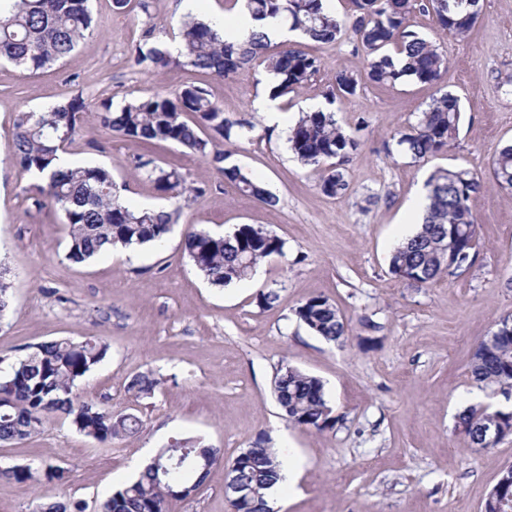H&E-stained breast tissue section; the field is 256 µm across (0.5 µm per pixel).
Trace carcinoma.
Here are the masks:
<instances>
[{"label": "carcinoma", "instance_id": "1", "mask_svg": "<svg viewBox=\"0 0 512 512\" xmlns=\"http://www.w3.org/2000/svg\"><path fill=\"white\" fill-rule=\"evenodd\" d=\"M89 0H0V62H9L24 72L63 62L92 29ZM326 0H245L256 20L280 16L293 31L317 43L336 42L352 31L358 45L370 57L366 79L395 85L403 80L436 85L448 69L447 57L429 39L410 29L415 12L435 19L439 30L467 35L481 15V0H351L353 13L339 17L329 11ZM171 40L179 41L178 56L168 42L147 30L135 47L134 64L148 72H160L182 62L199 71L228 78L260 62L280 76L271 87L274 99L298 93L317 73L319 59L300 43L286 44L271 52L263 32L249 30L241 40L226 42L211 25L199 18L179 21ZM358 74L339 70L329 103L336 97L357 94ZM89 109L77 95L43 112H21L14 123L13 160L19 169L36 177L25 188L27 199L39 209L56 207L68 229L66 260L80 265L110 247L142 246L161 242L179 222L180 208H138L117 194L112 172L98 165L57 166L58 153L76 142ZM101 126L131 142L163 141L176 144L208 161L241 192L274 206L277 197L256 177L236 164H224L226 153L218 149L241 136L251 125L232 119L198 85H186L174 95L157 93L135 98L120 109L103 101L95 110ZM458 98L443 93L422 110L414 124L399 133L396 145L414 161L424 160L450 148L460 123ZM288 144L304 166L329 163L321 190L331 197L346 195L349 184L341 165L357 150L358 139L335 119L334 113L318 109L303 112L288 129ZM136 168L145 171L156 189L178 195L204 193L186 185L174 169L159 166L154 159L137 158ZM495 179L512 191V145L498 150L492 161ZM426 216L419 230L392 252L389 272L394 278L415 285H429L463 272L472 265L479 235L471 202L480 190L479 179L465 170L436 169L426 182ZM456 233V250L463 263L453 269L442 262L450 245L449 232ZM196 271L211 285L224 288L251 278L264 260L284 253L285 241L251 224H239L228 233L206 229L187 232L182 241ZM295 315L313 334L336 341L346 333L342 314L329 299L316 296L300 303ZM109 344L101 337L84 341L59 339L27 347L0 376V443H19L38 433L54 417L68 419L84 435L106 443L117 437L138 434L144 425L134 413L116 412L105 401L89 402L78 394V382L103 362ZM473 379L490 389L491 395L512 399V336L494 331L481 340L472 355ZM161 379L151 371L134 374L126 384L135 398H150ZM273 394L285 419L295 425L322 432L334 427L323 381L295 367L282 366L273 381ZM498 421L502 435L512 433V409L475 407L459 416L467 443L483 447L485 421ZM282 453L275 448H246L234 458L231 475L247 482L251 498L229 502L232 512H272L269 491L282 479ZM209 466L222 461L221 450L199 439H182L158 454L134 480L115 489L101 503V512H167L171 500H184L196 492ZM18 484L46 483L61 487L64 468L46 464L40 468L15 465L0 468V479ZM485 512H512V483L497 482L488 493ZM35 512H83L81 502L55 494L45 495Z\"/></svg>", "mask_w": 512, "mask_h": 512}]
</instances>
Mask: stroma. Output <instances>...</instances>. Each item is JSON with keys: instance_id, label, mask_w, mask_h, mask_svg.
<instances>
[{"instance_id": "35a3bbf8", "label": "stroma", "mask_w": 512, "mask_h": 512, "mask_svg": "<svg viewBox=\"0 0 512 512\" xmlns=\"http://www.w3.org/2000/svg\"><path fill=\"white\" fill-rule=\"evenodd\" d=\"M180 0H150L149 12L114 11L90 0L94 24L61 64L23 72L0 64V266L9 271L11 305L0 320V356L32 344L103 337L107 358L79 385L87 400L142 417L131 438L100 443L54 418L18 445L0 444V467L55 464L68 475V498L90 512L147 464L148 452L194 438L226 460L264 441L296 460L295 489L273 512H483L502 471L512 465V434L489 448L468 446L458 416L490 403L469 373L475 345L512 316V192L492 173L495 151L512 143V0H482L475 28L460 37L414 13L412 30L432 37L448 57L439 85L363 83L333 104L337 121L360 145L344 164L350 185L325 195L321 173L302 168L283 130L266 126L252 101L263 87L256 64L224 79L178 64L151 74L132 52L149 28L164 30L182 13ZM319 72L284 110L289 121L325 103L339 69L365 74L368 60L352 36L308 44ZM195 84L227 116L250 130L226 144L229 160L279 198L270 208L225 183L207 162L174 144H134L87 120L68 154L78 164L111 169L133 206H178L179 226L160 247L121 249L74 265L65 257L66 228L53 208H36L30 183L15 165L14 122L83 94L89 108H113ZM458 97L461 119L448 151L415 161L386 143L439 92ZM179 170L200 197H165L136 170L137 156ZM439 168L464 169L481 184L472 203L480 246L462 275L428 287L389 272L392 248L408 231L413 195ZM253 224L281 237L283 256L262 262L258 276L229 287L209 285L182 249L185 227L228 231ZM275 290L278 302L257 304ZM332 301L348 331L336 341L314 335L294 310L313 296ZM319 377L336 425L318 432L282 417L272 393L281 365ZM151 370L163 383L153 397L126 391L131 375ZM170 512H229L224 467L214 466L198 492Z\"/></svg>"}]
</instances>
